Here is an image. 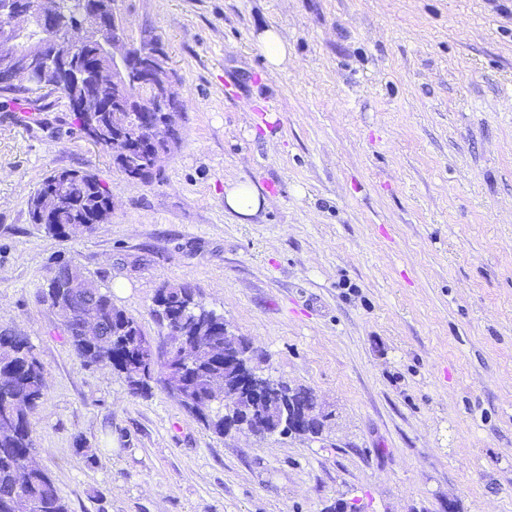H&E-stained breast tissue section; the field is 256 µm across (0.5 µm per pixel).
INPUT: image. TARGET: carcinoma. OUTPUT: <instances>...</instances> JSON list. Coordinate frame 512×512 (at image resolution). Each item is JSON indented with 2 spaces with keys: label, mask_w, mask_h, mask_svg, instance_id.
<instances>
[{
  "label": "carcinoma",
  "mask_w": 512,
  "mask_h": 512,
  "mask_svg": "<svg viewBox=\"0 0 512 512\" xmlns=\"http://www.w3.org/2000/svg\"><path fill=\"white\" fill-rule=\"evenodd\" d=\"M83 0H61L60 19L70 25L81 16ZM53 91L66 100L77 128L86 132V113L77 109L83 104L94 107L82 91L72 87H55ZM123 121V128L132 135H142L129 112H106L99 117L102 124L98 144L112 148V126ZM115 168L131 178L146 180L149 171L130 155H112ZM60 188L61 205L57 221L43 225L50 236L65 241L75 236L74 229L93 221L108 222L112 215V198L105 184L94 174L67 170L47 175L29 198L32 223H41L43 196ZM74 278L79 283L90 281L85 269L72 259L57 260L46 280L45 298L62 318L67 341L75 354L87 366L109 369L122 376L132 394L144 396L152 385L164 386V367L144 373L142 346L146 342L137 319L112 303L107 288H79L72 300L63 293L64 282ZM154 313L168 330L174 348L183 358L196 365L191 384L197 395L198 414L212 408L215 387L224 377V362H213L205 349L209 333L204 327L219 329V341H224V316L207 308L196 299L193 288L185 284H165L154 299ZM91 323L103 337V346L90 352L84 345L82 325ZM275 394L299 402H308L314 409L322 406L307 388L290 387L288 383L268 378ZM45 398L44 367L29 338L10 325H0V512H68L49 471L34 461L35 441L32 418Z\"/></svg>",
  "instance_id": "cac0c4a2"
}]
</instances>
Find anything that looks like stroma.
I'll list each match as a JSON object with an SVG mask.
<instances>
[{
  "label": "stroma",
  "instance_id": "obj_1",
  "mask_svg": "<svg viewBox=\"0 0 512 512\" xmlns=\"http://www.w3.org/2000/svg\"><path fill=\"white\" fill-rule=\"evenodd\" d=\"M120 8L179 78L182 141L151 179L115 170L58 93L32 125L0 94V322L45 369L37 459L70 512H512V0ZM270 27L288 42L274 73ZM73 169L112 217L60 241L28 200ZM233 182L273 205L232 213ZM59 258L161 351L157 290L193 287L264 373L331 411L323 436L218 434L84 366L41 299ZM258 40L268 68H279L288 57V43L275 28H267Z\"/></svg>",
  "mask_w": 512,
  "mask_h": 512
}]
</instances>
